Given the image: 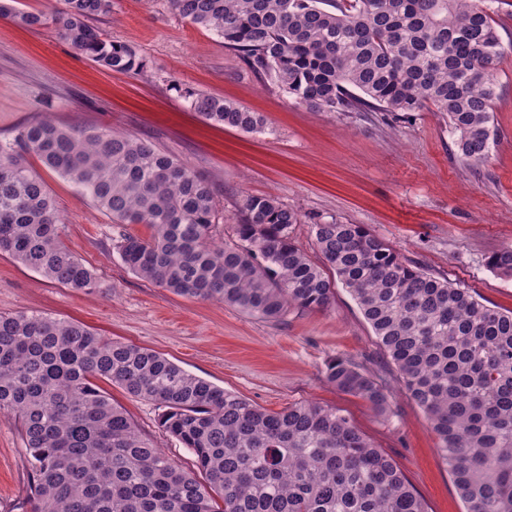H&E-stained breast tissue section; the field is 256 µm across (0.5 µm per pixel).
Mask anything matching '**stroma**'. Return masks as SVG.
Listing matches in <instances>:
<instances>
[{
	"label": "stroma",
	"instance_id": "obj_1",
	"mask_svg": "<svg viewBox=\"0 0 512 512\" xmlns=\"http://www.w3.org/2000/svg\"><path fill=\"white\" fill-rule=\"evenodd\" d=\"M503 54L494 72L495 144L486 162L459 156L458 135L427 108L405 118L388 112H320L257 78L215 32L173 15L166 0H112L97 20L106 35L133 46L138 73L109 71L68 44L53 26L0 18V142L44 117L74 128L108 127L152 140L212 184L233 238L244 196H272L298 210L296 244L313 262L315 222L364 225L413 265L470 289L485 304L512 311V278L492 272V252L512 245V4L494 0ZM189 87L262 114L264 131L205 121L176 91ZM64 222L62 240L96 275L87 294L55 283L0 254V313L42 311L76 320L127 344L149 348L270 412L307 401L339 409L399 463L427 512H465L424 412L345 289L327 309L291 308L260 321L217 301L179 297L132 274L115 249L121 226L81 199L40 162ZM351 359L383 376L391 407L378 414L324 378L327 363ZM108 394L139 431L182 467L193 456L158 426L157 407L116 386ZM19 424L0 416V512H18L28 485Z\"/></svg>",
	"mask_w": 512,
	"mask_h": 512
}]
</instances>
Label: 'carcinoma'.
Wrapping results in <instances>:
<instances>
[{
	"label": "carcinoma",
	"instance_id": "obj_1",
	"mask_svg": "<svg viewBox=\"0 0 512 512\" xmlns=\"http://www.w3.org/2000/svg\"><path fill=\"white\" fill-rule=\"evenodd\" d=\"M212 30L257 77L323 112H421L448 118L464 160L492 149L494 70L501 41L488 0H167ZM110 0H56L0 16L52 25L116 73L142 70L136 50L91 21ZM205 120L244 132L266 122L224 98L175 86ZM37 158L123 233L122 263L174 295L215 300L262 321L292 307L325 309L346 288L425 412L465 512H512V312L482 303L396 253L361 224H313L324 265L293 240L299 214L246 196L237 243L217 244L224 214L211 184L147 139L49 119L0 143V253L76 290L94 273L61 240L62 223ZM512 277V246L488 258ZM326 380L379 413L386 386L336 357ZM155 403L158 425L194 456L187 470L140 433L97 381ZM23 435L30 512H426L397 461L340 410L294 403L270 413L160 353L114 341L49 313H0V414Z\"/></svg>",
	"mask_w": 512,
	"mask_h": 512
}]
</instances>
